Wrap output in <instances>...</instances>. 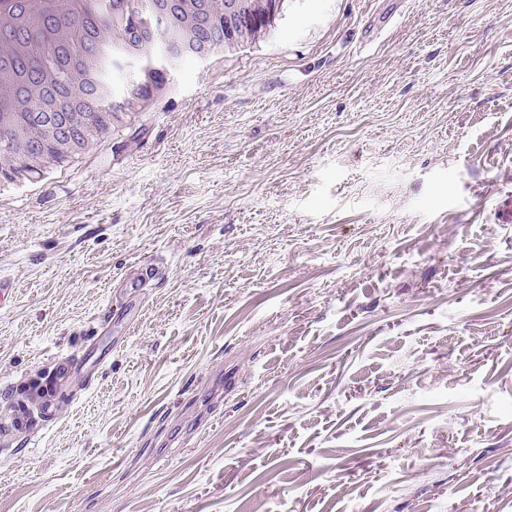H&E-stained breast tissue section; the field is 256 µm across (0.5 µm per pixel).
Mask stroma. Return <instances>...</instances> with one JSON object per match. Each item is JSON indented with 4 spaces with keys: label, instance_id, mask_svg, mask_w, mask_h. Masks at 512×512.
Segmentation results:
<instances>
[{
    "label": "stroma",
    "instance_id": "35a3bbf8",
    "mask_svg": "<svg viewBox=\"0 0 512 512\" xmlns=\"http://www.w3.org/2000/svg\"><path fill=\"white\" fill-rule=\"evenodd\" d=\"M294 4L0 189V512H512V0ZM156 275L157 273L153 269H147L145 272H141L136 276L127 278L123 286V288H125V300L123 298L116 299L114 302L115 306L118 308H125V310L131 308L128 304L129 297L139 294L143 291V288H148ZM105 358L106 354L102 351L98 353L96 345L85 348L77 354L65 356L58 361L56 380L66 381L72 374L81 370L88 373L95 372L100 369Z\"/></svg>",
    "mask_w": 512,
    "mask_h": 512
}]
</instances>
